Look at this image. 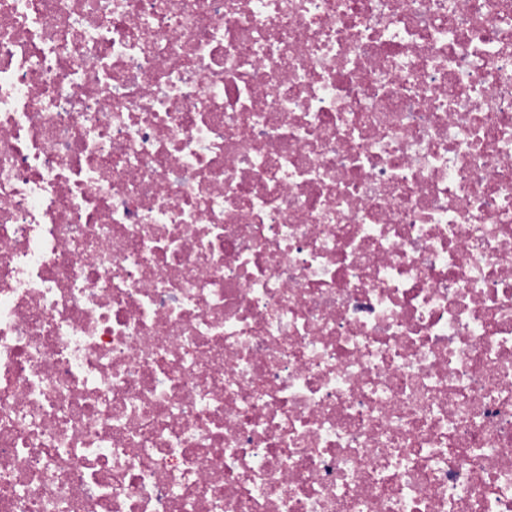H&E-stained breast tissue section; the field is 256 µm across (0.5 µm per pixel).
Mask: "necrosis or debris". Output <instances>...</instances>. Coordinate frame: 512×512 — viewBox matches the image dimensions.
Returning <instances> with one entry per match:
<instances>
[{
    "label": "necrosis or debris",
    "instance_id": "1",
    "mask_svg": "<svg viewBox=\"0 0 512 512\" xmlns=\"http://www.w3.org/2000/svg\"><path fill=\"white\" fill-rule=\"evenodd\" d=\"M0 512H512V0H0Z\"/></svg>",
    "mask_w": 512,
    "mask_h": 512
}]
</instances>
